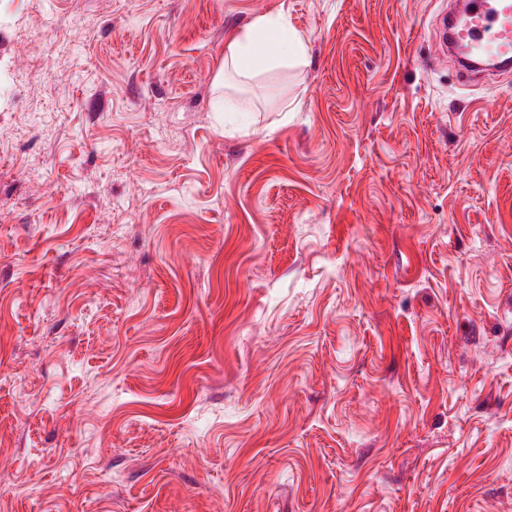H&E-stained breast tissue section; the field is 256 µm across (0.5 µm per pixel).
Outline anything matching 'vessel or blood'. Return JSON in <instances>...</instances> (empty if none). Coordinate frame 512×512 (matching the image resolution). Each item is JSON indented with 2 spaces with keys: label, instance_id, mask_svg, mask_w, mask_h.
<instances>
[{
  "label": "vessel or blood",
  "instance_id": "vessel-or-blood-1",
  "mask_svg": "<svg viewBox=\"0 0 512 512\" xmlns=\"http://www.w3.org/2000/svg\"><path fill=\"white\" fill-rule=\"evenodd\" d=\"M459 35L468 53L457 63L467 78L512 69V0H452L439 42L454 45Z\"/></svg>",
  "mask_w": 512,
  "mask_h": 512
}]
</instances>
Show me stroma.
Returning a JSON list of instances; mask_svg holds the SVG:
<instances>
[{
	"label": "stroma",
	"instance_id": "35a3bbf8",
	"mask_svg": "<svg viewBox=\"0 0 512 512\" xmlns=\"http://www.w3.org/2000/svg\"><path fill=\"white\" fill-rule=\"evenodd\" d=\"M448 4L0 0V512H512V71ZM307 40L288 25V16L261 14L234 31L227 42L224 69L241 82L300 64Z\"/></svg>",
	"mask_w": 512,
	"mask_h": 512
}]
</instances>
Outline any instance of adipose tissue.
<instances>
[{
  "mask_svg": "<svg viewBox=\"0 0 512 512\" xmlns=\"http://www.w3.org/2000/svg\"><path fill=\"white\" fill-rule=\"evenodd\" d=\"M306 53V41L289 26L287 15L261 14L230 35L224 68L249 82L300 64Z\"/></svg>",
  "mask_w": 512,
  "mask_h": 512,
  "instance_id": "ef3b65f1",
  "label": "adipose tissue"
}]
</instances>
